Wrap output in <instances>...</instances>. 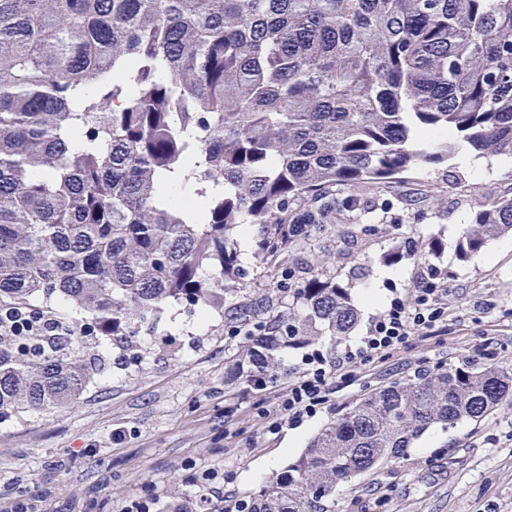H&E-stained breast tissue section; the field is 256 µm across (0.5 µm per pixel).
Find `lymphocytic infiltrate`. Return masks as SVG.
<instances>
[{"label": "lymphocytic infiltrate", "instance_id": "1", "mask_svg": "<svg viewBox=\"0 0 512 512\" xmlns=\"http://www.w3.org/2000/svg\"><path fill=\"white\" fill-rule=\"evenodd\" d=\"M447 319L444 275L431 266L413 288L411 299H393L357 342L345 345L330 359L316 351L306 355L303 370L279 397L276 410L265 414V431L278 433L290 421L321 412L335 381H354L356 369L385 362L413 342L440 335Z\"/></svg>", "mask_w": 512, "mask_h": 512}]
</instances>
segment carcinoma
I'll use <instances>...</instances> for the list:
<instances>
[{
	"instance_id": "carcinoma-1",
	"label": "carcinoma",
	"mask_w": 512,
	"mask_h": 512,
	"mask_svg": "<svg viewBox=\"0 0 512 512\" xmlns=\"http://www.w3.org/2000/svg\"><path fill=\"white\" fill-rule=\"evenodd\" d=\"M462 148L512 157V0H0V314L78 311L92 329L0 336V421L74 406L101 365L91 339L130 342L171 301L223 305L243 226L274 269L309 239L285 225ZM507 233L512 197L471 214L456 256ZM288 292L299 308L264 299L260 331L240 316L225 379H273L313 328L358 321L335 274ZM505 401L496 364L381 385L243 501L331 512L339 482Z\"/></svg>"
}]
</instances>
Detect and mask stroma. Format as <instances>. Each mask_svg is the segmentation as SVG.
<instances>
[{"instance_id": "35a3bbf8", "label": "stroma", "mask_w": 512, "mask_h": 512, "mask_svg": "<svg viewBox=\"0 0 512 512\" xmlns=\"http://www.w3.org/2000/svg\"><path fill=\"white\" fill-rule=\"evenodd\" d=\"M481 169L452 157L392 181L371 185L363 203L376 222L355 232V213L312 232L310 248L289 252L297 276L314 268L339 275L351 288L359 317L348 338L320 335L310 349L280 356L276 381L263 391L225 385L224 348L241 312L275 290L277 274L254 255L257 228L238 237L241 289L220 308L183 302L165 306L134 349L101 340L104 368L79 402L43 415L27 412L0 423V499L32 497L38 512H120L148 485L161 493L160 512L190 502L189 468L236 474L220 496L243 498L302 454L308 441L367 391L431 371L447 362L512 365V236L459 261L455 246L475 209L512 197V160L485 157ZM438 252H429L431 242ZM399 261H391V254ZM448 285V327L426 342L370 367L353 385L336 386L327 409L280 433L263 429L308 350L334 356L364 336L371 320L396 298H407L428 265ZM125 433L112 441L113 429ZM335 512H512V402L479 422L436 426L406 454L339 484Z\"/></svg>"}]
</instances>
